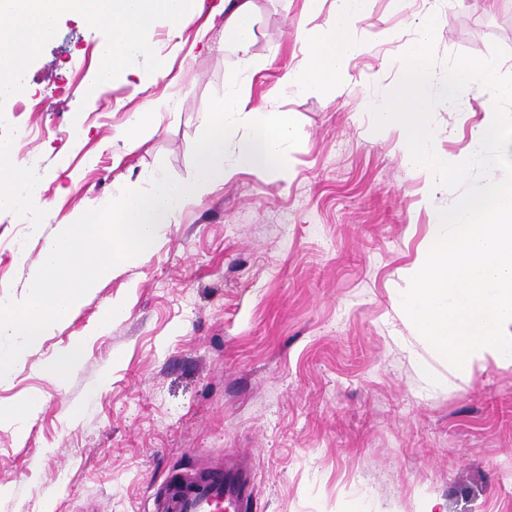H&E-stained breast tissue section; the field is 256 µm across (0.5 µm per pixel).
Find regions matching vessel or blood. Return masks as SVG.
Wrapping results in <instances>:
<instances>
[{"label":"vessel or blood","mask_w":512,"mask_h":512,"mask_svg":"<svg viewBox=\"0 0 512 512\" xmlns=\"http://www.w3.org/2000/svg\"><path fill=\"white\" fill-rule=\"evenodd\" d=\"M250 507L243 479L218 466L201 478L173 475L157 492L155 512H249Z\"/></svg>","instance_id":"b4317fda"}]
</instances>
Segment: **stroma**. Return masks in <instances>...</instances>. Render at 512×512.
<instances>
[{
  "mask_svg": "<svg viewBox=\"0 0 512 512\" xmlns=\"http://www.w3.org/2000/svg\"><path fill=\"white\" fill-rule=\"evenodd\" d=\"M253 51L266 64L246 80L250 106L296 112L292 172L238 173L189 206L156 246L99 280L11 383L0 406L34 400L25 434L0 424V512H153L174 472L246 467L251 512H334L352 498L367 512H416L436 496L443 512H512V365L425 386L410 357L414 330L398 317V273L418 257L430 216L422 177L396 135L376 139L365 108L394 80L395 44L360 57L340 96L285 94L300 46L291 24L304 0H257ZM422 0H373L364 31L400 36ZM202 16L155 22L149 37L166 77L128 68L96 90L89 78L103 40L75 15L28 68L26 92L0 116L18 156L35 159L49 228L156 166L189 179L199 116L224 93L237 55ZM436 71L456 53L505 55L512 75V0H455L435 33ZM169 97L158 133L130 155L114 136L127 114ZM482 98L439 106L441 147L464 153ZM81 173L71 187V173ZM0 212V292L27 293L43 238ZM127 306L104 335L106 308ZM84 356L65 382L46 364L76 339Z\"/></svg>",
  "mask_w": 512,
  "mask_h": 512,
  "instance_id": "35a3bbf8",
  "label": "stroma"
}]
</instances>
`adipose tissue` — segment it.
<instances>
[{"mask_svg":"<svg viewBox=\"0 0 512 512\" xmlns=\"http://www.w3.org/2000/svg\"><path fill=\"white\" fill-rule=\"evenodd\" d=\"M223 12L224 35L234 43L238 66L224 79L223 97L200 116L203 138L192 177L173 180L155 169L145 185L118 189L110 202L73 214L46 237L28 294L0 298V384L24 368L29 352L69 318L99 277L153 248L187 205L202 203L243 170L290 176V147L299 128L295 113L252 107L243 94L244 77L257 65L256 0H224ZM164 110L151 102L128 114L117 135L124 153L157 133Z\"/></svg>","mask_w":512,"mask_h":512,"instance_id":"ef3b65f1","label":"adipose tissue"}]
</instances>
